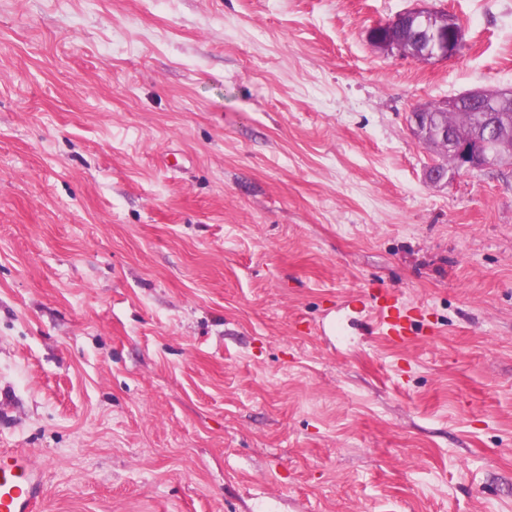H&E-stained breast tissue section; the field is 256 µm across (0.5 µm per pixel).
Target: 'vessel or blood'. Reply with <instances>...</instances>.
Returning a JSON list of instances; mask_svg holds the SVG:
<instances>
[{
  "label": "vessel or blood",
  "instance_id": "b4317fda",
  "mask_svg": "<svg viewBox=\"0 0 512 512\" xmlns=\"http://www.w3.org/2000/svg\"><path fill=\"white\" fill-rule=\"evenodd\" d=\"M374 311L383 336L394 343L406 341L409 317L398 303L380 302ZM43 490V474L24 452L0 453V512H34Z\"/></svg>",
  "mask_w": 512,
  "mask_h": 512
}]
</instances>
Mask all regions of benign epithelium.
Instances as JSON below:
<instances>
[{
    "mask_svg": "<svg viewBox=\"0 0 512 512\" xmlns=\"http://www.w3.org/2000/svg\"><path fill=\"white\" fill-rule=\"evenodd\" d=\"M425 24L429 47L418 51L412 43L404 46L399 43L393 31L395 24ZM388 35L373 42V45L387 53L397 52L418 61L448 60L455 57L463 45V32L456 18L451 14L439 15L437 10L425 6V0H417V6L405 11L387 22ZM480 105L484 115L478 117L480 123H489L487 135L473 133L468 138L452 131H442L436 135L429 131L428 122L423 117L428 106L421 104L410 113L413 135L425 144L440 148L454 161L455 172L467 173L473 170L491 169L506 160L512 164V88L474 89L443 102L445 110L453 111L462 106V100Z\"/></svg>",
    "mask_w": 512,
    "mask_h": 512,
    "instance_id": "benign-epithelium-1",
    "label": "benign epithelium"
}]
</instances>
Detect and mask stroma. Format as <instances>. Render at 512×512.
<instances>
[{
	"mask_svg": "<svg viewBox=\"0 0 512 512\" xmlns=\"http://www.w3.org/2000/svg\"><path fill=\"white\" fill-rule=\"evenodd\" d=\"M0 0V451L35 512H512V165L409 115L512 87V0ZM410 308L389 344L371 295ZM417 6L398 15L387 22L388 35L381 40H370L379 50L387 53L397 52L418 61L448 60L455 57L463 45V32L458 26L456 18L451 14L440 16L437 10L424 5L425 0H417ZM401 22V23H400ZM425 24L429 47L424 51H418V47L411 42L404 47L399 43L393 31L395 24ZM43 490V474L24 452L1 451V512H33Z\"/></svg>",
	"mask_w": 512,
	"mask_h": 512,
	"instance_id": "obj_1",
	"label": "stroma"
}]
</instances>
